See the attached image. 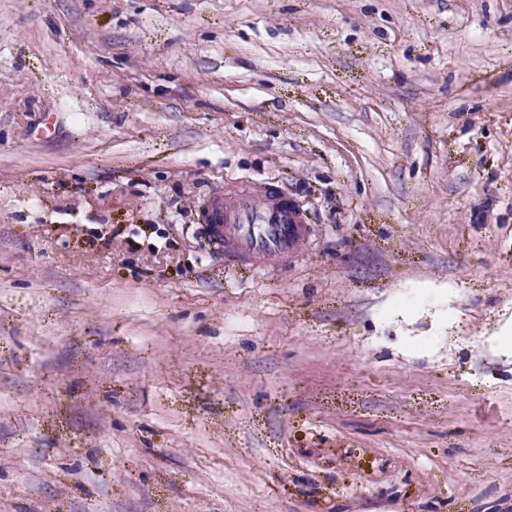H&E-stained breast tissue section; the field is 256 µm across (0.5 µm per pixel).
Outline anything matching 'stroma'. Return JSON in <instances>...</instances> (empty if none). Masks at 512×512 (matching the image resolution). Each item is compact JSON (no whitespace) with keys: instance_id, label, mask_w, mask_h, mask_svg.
<instances>
[{"instance_id":"obj_1","label":"stroma","mask_w":512,"mask_h":512,"mask_svg":"<svg viewBox=\"0 0 512 512\" xmlns=\"http://www.w3.org/2000/svg\"><path fill=\"white\" fill-rule=\"evenodd\" d=\"M0 512H512V0H0ZM228 195L203 203L215 251L232 260L257 262L288 257L305 245L309 229L304 215L287 197L262 189Z\"/></svg>"}]
</instances>
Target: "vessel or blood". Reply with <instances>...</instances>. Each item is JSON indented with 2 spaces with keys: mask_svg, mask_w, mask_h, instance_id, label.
<instances>
[{
  "mask_svg": "<svg viewBox=\"0 0 512 512\" xmlns=\"http://www.w3.org/2000/svg\"><path fill=\"white\" fill-rule=\"evenodd\" d=\"M203 210L214 250L233 260L257 262L293 255L309 233L296 205L263 190L217 194L205 200Z\"/></svg>",
  "mask_w": 512,
  "mask_h": 512,
  "instance_id": "obj_1",
  "label": "vessel or blood"
}]
</instances>
